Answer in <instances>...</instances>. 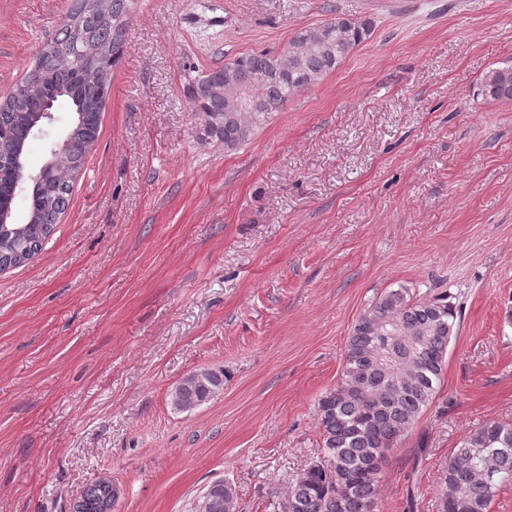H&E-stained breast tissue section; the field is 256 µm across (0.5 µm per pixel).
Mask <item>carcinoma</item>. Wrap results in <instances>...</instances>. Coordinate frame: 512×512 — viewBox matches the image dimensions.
Masks as SVG:
<instances>
[{
  "mask_svg": "<svg viewBox=\"0 0 512 512\" xmlns=\"http://www.w3.org/2000/svg\"><path fill=\"white\" fill-rule=\"evenodd\" d=\"M136 0H73L35 64L0 104V203L14 206L19 160L28 154L32 123L60 99L71 105L69 144L55 171L28 187V221L0 224V270L38 254L67 210L72 179L98 138L111 93L109 76L121 60ZM372 20L336 17L299 30L290 43L305 48L296 66L279 52L251 51L194 79L192 110L205 133L235 151L297 91L331 73L372 30ZM231 74H261L252 87L253 112H233L213 87ZM487 100L512 101V64L494 67L481 81ZM457 311L448 294L418 298L408 288L382 293L354 324L344 349L340 381L317 401L324 455L290 488L269 502L273 512H381L380 478L387 454L398 447L430 407L441 383ZM224 388V373L200 370L172 392L181 410L200 406ZM512 481V425L490 420L453 449L438 489L439 512H489L499 489ZM114 487L101 481L81 495L82 512H110Z\"/></svg>",
  "mask_w": 512,
  "mask_h": 512,
  "instance_id": "1",
  "label": "carcinoma"
}]
</instances>
